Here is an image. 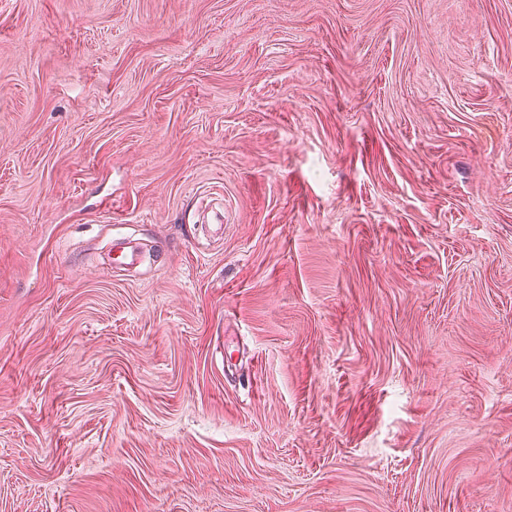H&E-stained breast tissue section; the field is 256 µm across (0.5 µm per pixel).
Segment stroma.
I'll return each mask as SVG.
<instances>
[{
  "label": "stroma",
  "instance_id": "stroma-1",
  "mask_svg": "<svg viewBox=\"0 0 512 512\" xmlns=\"http://www.w3.org/2000/svg\"><path fill=\"white\" fill-rule=\"evenodd\" d=\"M0 512H512V0H0Z\"/></svg>",
  "mask_w": 512,
  "mask_h": 512
}]
</instances>
